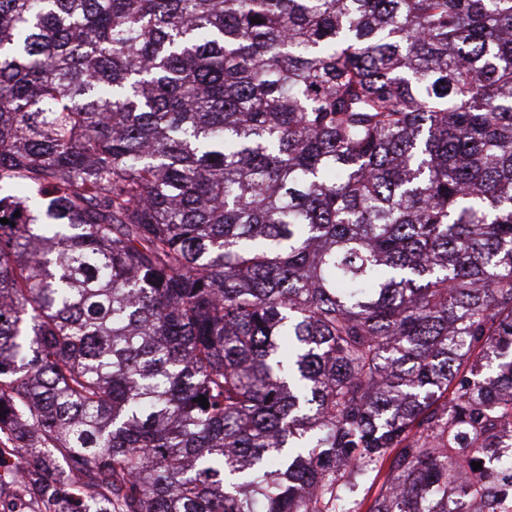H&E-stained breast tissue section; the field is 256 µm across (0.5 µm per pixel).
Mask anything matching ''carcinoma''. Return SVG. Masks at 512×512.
Wrapping results in <instances>:
<instances>
[{
    "mask_svg": "<svg viewBox=\"0 0 512 512\" xmlns=\"http://www.w3.org/2000/svg\"><path fill=\"white\" fill-rule=\"evenodd\" d=\"M1 218L0 494L512 489V0H0Z\"/></svg>",
    "mask_w": 512,
    "mask_h": 512,
    "instance_id": "obj_1",
    "label": "carcinoma"
}]
</instances>
